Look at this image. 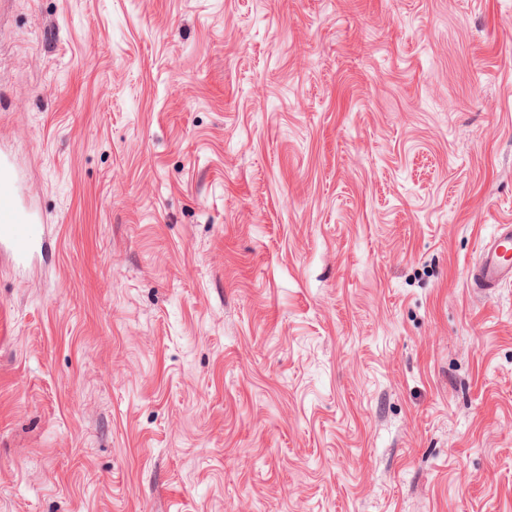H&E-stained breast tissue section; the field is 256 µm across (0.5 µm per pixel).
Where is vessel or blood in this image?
<instances>
[{
	"mask_svg": "<svg viewBox=\"0 0 512 512\" xmlns=\"http://www.w3.org/2000/svg\"><path fill=\"white\" fill-rule=\"evenodd\" d=\"M12 160L0 152V250L10 252L17 262L34 253L43 228L37 215L25 208L21 189L11 178ZM472 288L489 291L512 283V224L498 225L480 261L470 270Z\"/></svg>",
	"mask_w": 512,
	"mask_h": 512,
	"instance_id": "1",
	"label": "vessel or blood"
}]
</instances>
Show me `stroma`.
Instances as JSON below:
<instances>
[{
	"label": "stroma",
	"instance_id": "stroma-1",
	"mask_svg": "<svg viewBox=\"0 0 512 512\" xmlns=\"http://www.w3.org/2000/svg\"><path fill=\"white\" fill-rule=\"evenodd\" d=\"M0 512H512V0H0ZM11 167V157L0 152V250L24 263L36 250L43 228L37 215L23 205L19 184L8 177ZM472 288L489 291L512 283V224H499L493 239L482 250L480 261L470 270Z\"/></svg>",
	"mask_w": 512,
	"mask_h": 512
}]
</instances>
